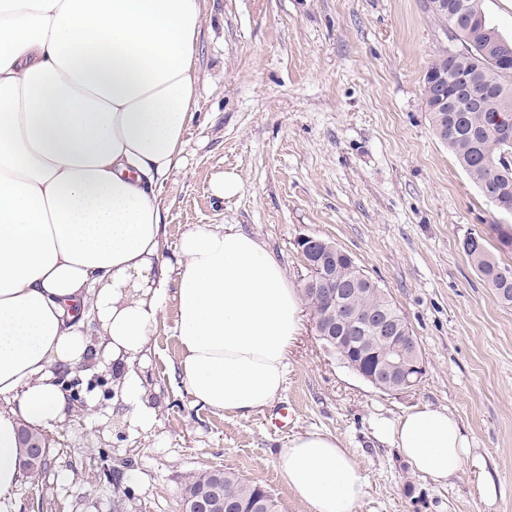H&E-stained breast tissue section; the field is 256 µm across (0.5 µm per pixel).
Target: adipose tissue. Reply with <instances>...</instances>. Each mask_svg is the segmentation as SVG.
I'll use <instances>...</instances> for the list:
<instances>
[{"label":"adipose tissue","mask_w":512,"mask_h":512,"mask_svg":"<svg viewBox=\"0 0 512 512\" xmlns=\"http://www.w3.org/2000/svg\"><path fill=\"white\" fill-rule=\"evenodd\" d=\"M203 0H0V497L18 477L21 425L73 405L60 382L105 354L125 365L133 427L155 411L135 370L175 300L179 378L194 404L241 419L280 398L300 299L256 237L196 224L163 258L160 195L194 113ZM375 440L434 482L479 469L460 419L423 406L377 421ZM281 481L313 512L366 494L337 436L304 431L277 451Z\"/></svg>","instance_id":"ef3b65f1"}]
</instances>
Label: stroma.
Here are the masks:
<instances>
[{
	"label": "stroma",
	"instance_id": "35a3bbf8",
	"mask_svg": "<svg viewBox=\"0 0 512 512\" xmlns=\"http://www.w3.org/2000/svg\"><path fill=\"white\" fill-rule=\"evenodd\" d=\"M199 81L182 165L165 183L164 257L195 224L235 225L258 236L292 288L307 275L297 241L313 235L346 250L403 313L425 374L413 390L385 393L344 367L311 318L288 359L278 404L243 420L200 408L178 379L173 299L151 352L137 365L151 429L133 428L112 395L115 369L99 358L76 371L75 410L48 430L52 463L19 478L0 512L24 499L44 512H182L195 472L223 468L267 487L279 512H311L280 481L287 436L321 430L356 457L367 493L356 512H512V304L503 303L463 249L484 236L512 265L498 210L436 135L421 89L432 60L460 50L430 0H205ZM236 171L242 193L209 190ZM430 405L456 414L496 482L493 503L471 473L434 484L374 441L373 423Z\"/></svg>",
	"mask_w": 512,
	"mask_h": 512
}]
</instances>
